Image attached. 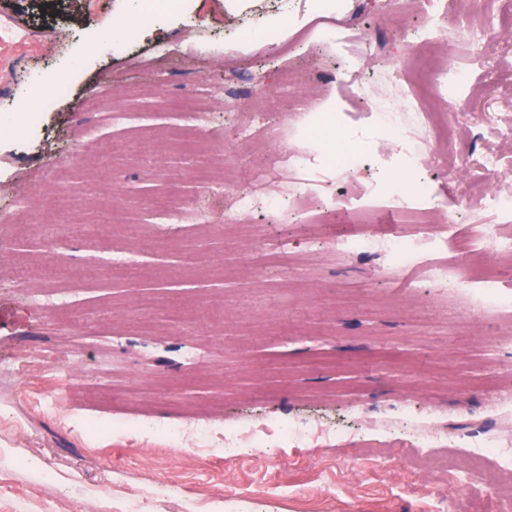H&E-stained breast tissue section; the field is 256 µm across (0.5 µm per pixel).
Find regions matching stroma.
<instances>
[{
    "instance_id": "35a3bbf8",
    "label": "stroma",
    "mask_w": 512,
    "mask_h": 512,
    "mask_svg": "<svg viewBox=\"0 0 512 512\" xmlns=\"http://www.w3.org/2000/svg\"><path fill=\"white\" fill-rule=\"evenodd\" d=\"M338 17L361 30L325 40L330 11L319 0H188L109 51L115 20L133 0H0V512H438L439 499L467 487L420 466L427 403L447 407L449 428L494 418L507 394L494 379L512 333L464 293L420 282L398 288L375 249L343 253L341 199L377 195L379 221L397 217L387 191L401 175L426 174L435 220L512 235L493 197L512 184V0H446L433 16L399 21L394 0H343ZM448 68L472 74L469 89L444 102L448 139L420 140L421 153L448 152L453 171L406 170L388 133L363 118L384 96H402L394 63L411 58L429 29ZM233 59L244 92L269 93L272 148L302 159L284 183L288 202L264 197L249 219L287 240L295 259L281 267L244 264L252 242L224 229V194L192 179L199 147L228 153L240 181L257 158L241 148L234 107L212 109L202 132L172 126L184 105L224 86ZM304 77L313 99L334 97L338 120L321 139L288 120L274 88L280 70ZM71 90L26 121L19 105L42 71ZM101 95L144 127L112 124L88 108ZM82 155L80 166L71 156ZM497 159L484 169L485 156ZM61 174L48 184V168ZM182 172L177 206L207 211L206 224H160L155 206L172 172ZM25 187L39 208L20 233L9 229L13 194ZM61 232L55 257L37 274L23 264L45 245L44 218ZM133 249L132 266L103 273L112 253ZM68 305L45 310L30 298L45 288ZM81 390L111 387L97 405L59 394L53 376L27 364L63 340ZM226 423L286 419L287 443L268 440L239 453L223 435L198 443L162 439L196 403ZM138 434L90 436L88 417L108 422L134 408ZM380 413L387 427L361 425Z\"/></svg>"
}]
</instances>
